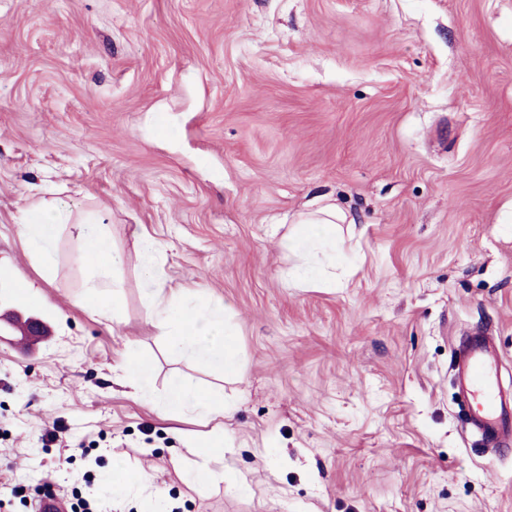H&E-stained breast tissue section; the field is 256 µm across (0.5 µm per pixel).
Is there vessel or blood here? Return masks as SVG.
Masks as SVG:
<instances>
[{"label": "vessel or blood", "instance_id": "vessel-or-blood-1", "mask_svg": "<svg viewBox=\"0 0 512 512\" xmlns=\"http://www.w3.org/2000/svg\"><path fill=\"white\" fill-rule=\"evenodd\" d=\"M502 359L487 332L470 333L454 366L464 421L478 446L499 456L512 454V397L502 382Z\"/></svg>", "mask_w": 512, "mask_h": 512}]
</instances>
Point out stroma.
I'll return each instance as SVG.
<instances>
[{
    "label": "stroma",
    "instance_id": "35a3bbf8",
    "mask_svg": "<svg viewBox=\"0 0 512 512\" xmlns=\"http://www.w3.org/2000/svg\"><path fill=\"white\" fill-rule=\"evenodd\" d=\"M47 185L122 254L100 282L120 325L73 304L77 225L49 277L23 247ZM320 200L354 223L335 287H299L279 239ZM145 232L172 284L223 300L239 378L145 326ZM23 281L50 335L0 339V512H34L20 480L151 512L103 490L116 460L172 512H512V456L472 447L450 384L488 328L512 386V0H0V313ZM129 350L156 394L223 388L244 490L182 482L173 456L211 425L135 400Z\"/></svg>",
    "mask_w": 512,
    "mask_h": 512
}]
</instances>
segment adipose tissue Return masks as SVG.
Masks as SVG:
<instances>
[{
    "instance_id": "adipose-tissue-1",
    "label": "adipose tissue",
    "mask_w": 512,
    "mask_h": 512,
    "mask_svg": "<svg viewBox=\"0 0 512 512\" xmlns=\"http://www.w3.org/2000/svg\"><path fill=\"white\" fill-rule=\"evenodd\" d=\"M73 210V204L65 199L42 198L19 216V236L42 272L52 270L53 243L60 228L70 223ZM348 221L347 214L333 204L299 213L293 229L283 235L279 243L284 258L292 262L291 268L285 272L286 279L297 285L317 284L313 249L318 244L335 246L339 225ZM160 253L159 243L153 238H145L146 325L157 331L170 351H192L225 375L239 376L238 350L232 334L224 325L223 303L188 285L172 287L163 274ZM77 255L82 265L95 269L104 277L122 265V257L113 247L109 235L92 217L85 219L80 226ZM119 368L123 378L133 387L136 398L148 406H155L151 387L152 359L130 350L124 354ZM190 408L216 417L226 412L222 395L199 388L191 379H178L167 393V413L175 418ZM197 445L203 464L197 469L182 470L181 479L187 485L201 488L212 470H223L224 453L231 448L232 442L219 432L201 437ZM110 479L115 489L147 494L155 503V512H169L166 492L156 488L147 473L116 464L112 467Z\"/></svg>"
}]
</instances>
